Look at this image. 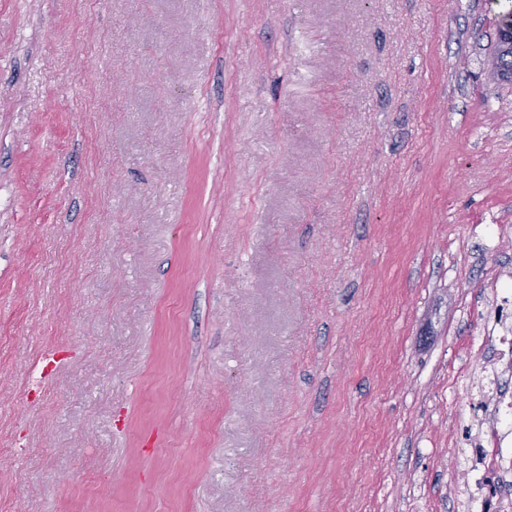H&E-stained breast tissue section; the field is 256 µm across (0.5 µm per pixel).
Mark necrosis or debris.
<instances>
[{
    "label": "necrosis or debris",
    "instance_id": "4bbe7bcc",
    "mask_svg": "<svg viewBox=\"0 0 512 512\" xmlns=\"http://www.w3.org/2000/svg\"><path fill=\"white\" fill-rule=\"evenodd\" d=\"M495 353L485 360L479 390L490 408L471 443L464 481L471 512H512V319L502 318Z\"/></svg>",
    "mask_w": 512,
    "mask_h": 512
}]
</instances>
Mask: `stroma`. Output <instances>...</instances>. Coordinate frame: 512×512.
I'll return each instance as SVG.
<instances>
[{
	"label": "stroma",
	"mask_w": 512,
	"mask_h": 512,
	"mask_svg": "<svg viewBox=\"0 0 512 512\" xmlns=\"http://www.w3.org/2000/svg\"><path fill=\"white\" fill-rule=\"evenodd\" d=\"M510 16L0 0V512H467ZM491 69L499 79L512 82V41L502 42L499 38L496 39L494 49L491 53ZM499 60L500 63L496 64L494 61Z\"/></svg>",
	"instance_id": "35a3bbf8"
}]
</instances>
